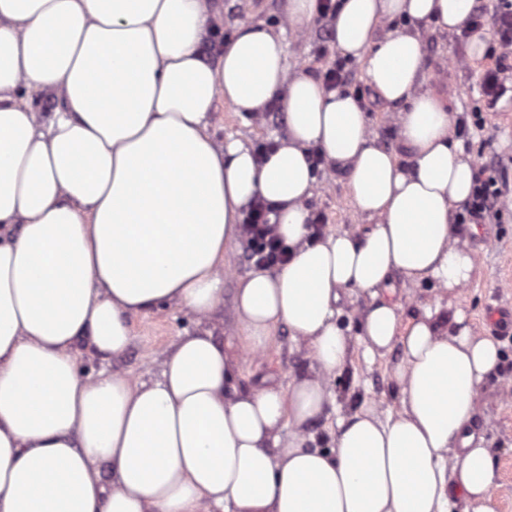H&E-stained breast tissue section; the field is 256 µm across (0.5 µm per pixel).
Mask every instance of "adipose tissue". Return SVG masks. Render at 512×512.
<instances>
[{"mask_svg":"<svg viewBox=\"0 0 512 512\" xmlns=\"http://www.w3.org/2000/svg\"><path fill=\"white\" fill-rule=\"evenodd\" d=\"M474 7L338 0L336 46L397 106L403 164L350 91L289 69L284 34L307 33L319 0H287L277 33L237 23L214 64L201 46L224 19L208 0H0V512H493L495 460L471 419L499 345L459 310L402 323L393 280L457 297L474 272L454 221L474 163L447 96L425 87L419 31H460ZM42 94L59 100L45 115ZM220 98L241 116L277 102V149L215 141ZM314 148L346 169L364 233L313 237ZM257 198L290 258L240 280L230 349L206 322ZM356 293L370 302L351 333L338 318ZM167 302L203 326L157 375L81 373L78 338L121 355L130 318ZM282 324L312 376L240 392L239 362ZM396 347L399 408L362 405L315 447L311 426L337 401L328 377L356 349Z\"/></svg>","mask_w":512,"mask_h":512,"instance_id":"1","label":"adipose tissue"}]
</instances>
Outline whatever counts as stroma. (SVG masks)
Segmentation results:
<instances>
[{"label": "stroma", "mask_w": 512, "mask_h": 512, "mask_svg": "<svg viewBox=\"0 0 512 512\" xmlns=\"http://www.w3.org/2000/svg\"><path fill=\"white\" fill-rule=\"evenodd\" d=\"M211 5L224 16L223 34L208 37L201 46L203 57L213 63L223 55L224 41L232 37L238 22H259L279 28L286 0H211ZM422 37L426 69L431 75L428 89L447 95L448 107L456 116V136L462 140L466 154L475 163L492 166L496 175L504 177L506 186L498 202L496 220L479 224L474 234L467 225L459 227L460 241L472 250L476 263V274L459 298L449 299L447 292L429 282L415 284L400 276L395 282L403 320L419 318L426 309L449 302L467 314L478 333L499 342L500 363L478 398L471 423L496 461L494 512H512V89L494 108H486L480 90L485 59H468L466 43L456 34L426 30ZM287 42L289 64L305 67L312 75L331 65L338 53L331 33L320 26L305 37L288 35ZM351 68L353 84L363 93L379 144L392 150L399 160H406L409 150L398 138L395 108L377 98L360 62H352ZM478 118L483 119L484 129H476L474 121ZM209 132L219 141L232 137L255 147L269 142L272 136L284 134V116L274 109L247 122L220 100L215 104ZM346 182L343 171L325 172L307 206L310 211L325 214L328 229L358 234L365 230L367 220L356 213ZM227 265L224 305L212 316L209 325L221 341L235 343L239 340V327L233 315L234 289L254 266L247 261L241 245L231 248ZM491 308L499 312L498 324L486 320ZM130 324L132 343L117 357L105 360L88 353L86 340H78V348L84 351L81 371L94 374L107 366L138 377L144 365H160L161 353L167 346L180 336L195 333L199 327L192 314L173 303L133 316ZM398 358L395 352L369 358L359 351L353 354L342 375L330 379L337 405L327 408L314 425L318 447L328 448L329 433L336 425L338 413L358 409L365 401L379 404L384 410L397 408L399 385L392 376V367ZM309 370L305 346L293 342L283 326L263 357L240 365L235 383L248 390L254 388L257 379L267 377L285 386L292 377Z\"/></svg>", "instance_id": "1"}]
</instances>
